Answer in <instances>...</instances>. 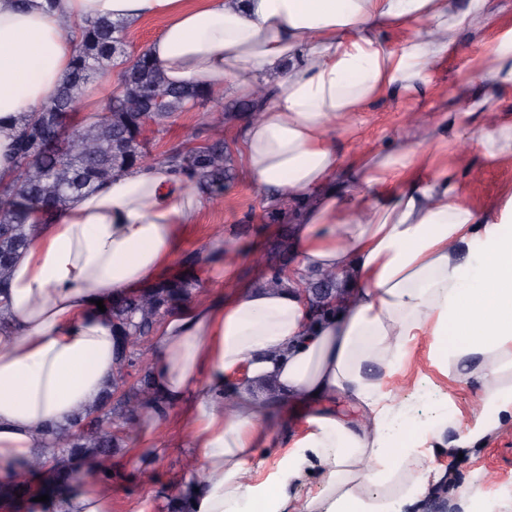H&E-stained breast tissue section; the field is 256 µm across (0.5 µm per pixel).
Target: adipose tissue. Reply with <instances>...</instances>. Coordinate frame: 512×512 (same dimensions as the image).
Listing matches in <instances>:
<instances>
[{"label":"adipose tissue","instance_id":"adipose-tissue-1","mask_svg":"<svg viewBox=\"0 0 512 512\" xmlns=\"http://www.w3.org/2000/svg\"><path fill=\"white\" fill-rule=\"evenodd\" d=\"M162 27L147 51L174 84H204L217 100H269L238 125L239 159L276 200L302 203L293 230L296 273L336 274V308L312 315L298 283L240 284L241 257L225 253L229 290L165 318L152 339L155 398L142 418L178 408L205 489L189 512H282L285 489L319 469L327 508L301 512H394L378 489L396 483L401 502L430 487L428 471L403 469L427 441L442 442L453 401L420 423L388 401L383 376L420 336L441 374L480 385V409L454 448L478 443L491 421L512 419V198L477 209L460 196L467 149L512 160V121L488 119L486 102L462 95L441 121L415 123L386 151L344 160L336 136L386 91L414 95L463 30L492 23L490 0H0V181L15 176L12 145L31 113L66 76L71 44L90 18ZM68 31H61L59 20ZM401 28L397 46L384 38ZM481 74L512 85V28L497 35ZM460 144L452 165L432 141ZM208 197L163 164L115 177L74 199L35 233L0 295V467L37 455L43 426L93 406L117 364L111 318L98 309L157 278L177 256ZM309 404L340 395L367 422L317 413L266 480H252L260 451L287 415L262 407L257 387ZM374 489L364 499L361 487Z\"/></svg>","mask_w":512,"mask_h":512}]
</instances>
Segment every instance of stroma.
<instances>
[{
    "label": "stroma",
    "mask_w": 512,
    "mask_h": 512,
    "mask_svg": "<svg viewBox=\"0 0 512 512\" xmlns=\"http://www.w3.org/2000/svg\"><path fill=\"white\" fill-rule=\"evenodd\" d=\"M512 27V0H496L492 28L461 32L456 47L443 64L432 71L421 86L418 97L392 91L373 103L360 115L356 137L340 136L336 146L344 158H352L368 150L387 149L405 131L408 110H426L431 120H438L435 108L440 99L465 91L486 99L503 114L512 116V87L497 88L478 76L483 57L491 46L495 31ZM207 136L201 109L177 113L168 130L149 137V148L162 154L176 148L195 146ZM462 198L474 207L512 196V161L488 163L481 155H473L469 169L458 174ZM297 216L293 205L281 203L279 214H271L268 194L257 187L243 167H236L235 179L224 192V201L202 209L183 241L168 275L192 274L201 280L208 297L217 298L223 291L219 281L224 267L222 254L211 252L210 243L216 225H223L224 240L242 253L239 281L259 286L264 282L268 257L292 267L294 252H280L282 240L291 238ZM426 337L413 344L398 373L385 386L391 403L403 408L411 417L426 419L436 416L445 398H452L461 413L456 427L445 429L444 440L462 436L465 424L476 410L478 391L475 384L454 381L431 367ZM175 431L145 421L137 438L124 439L112 458L111 512H168L170 499L176 498L183 485L201 480L199 470L189 465L188 448L174 444ZM165 442L162 452L152 449L154 442ZM155 473L153 482L140 479L142 468ZM407 469L433 468L438 474L424 498L403 504L402 512H433L436 503L462 507L463 491L474 476H482L483 500L492 503L496 512H512V420L491 423L477 446L463 449L461 455L447 449L421 448L418 456L409 458Z\"/></svg>",
    "instance_id": "stroma-1"
}]
</instances>
